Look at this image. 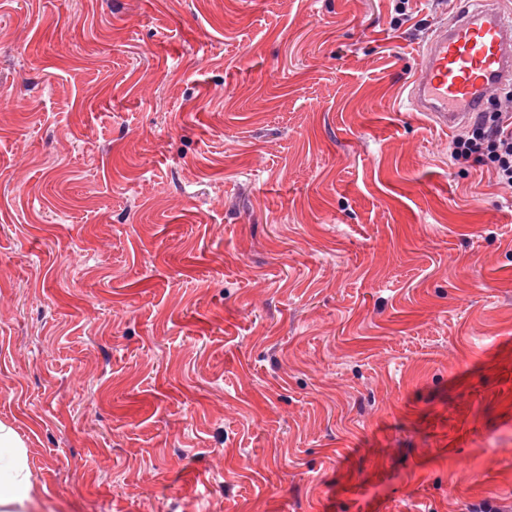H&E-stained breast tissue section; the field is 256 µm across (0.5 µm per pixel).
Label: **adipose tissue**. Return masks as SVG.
Returning a JSON list of instances; mask_svg holds the SVG:
<instances>
[{"mask_svg": "<svg viewBox=\"0 0 512 512\" xmlns=\"http://www.w3.org/2000/svg\"><path fill=\"white\" fill-rule=\"evenodd\" d=\"M34 499L25 445L0 422V512H31Z\"/></svg>", "mask_w": 512, "mask_h": 512, "instance_id": "adipose-tissue-1", "label": "adipose tissue"}]
</instances>
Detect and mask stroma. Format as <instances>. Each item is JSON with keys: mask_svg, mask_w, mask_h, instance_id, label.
Masks as SVG:
<instances>
[{"mask_svg": "<svg viewBox=\"0 0 512 512\" xmlns=\"http://www.w3.org/2000/svg\"><path fill=\"white\" fill-rule=\"evenodd\" d=\"M0 0V421L40 512H512V191L406 106L447 0Z\"/></svg>", "mask_w": 512, "mask_h": 512, "instance_id": "obj_1", "label": "stroma"}]
</instances>
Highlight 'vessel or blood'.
<instances>
[{"mask_svg":"<svg viewBox=\"0 0 512 512\" xmlns=\"http://www.w3.org/2000/svg\"><path fill=\"white\" fill-rule=\"evenodd\" d=\"M421 54L407 101L442 129L456 131L512 83V0H452Z\"/></svg>","mask_w":512,"mask_h":512,"instance_id":"vessel-or-blood-1","label":"vessel or blood"}]
</instances>
